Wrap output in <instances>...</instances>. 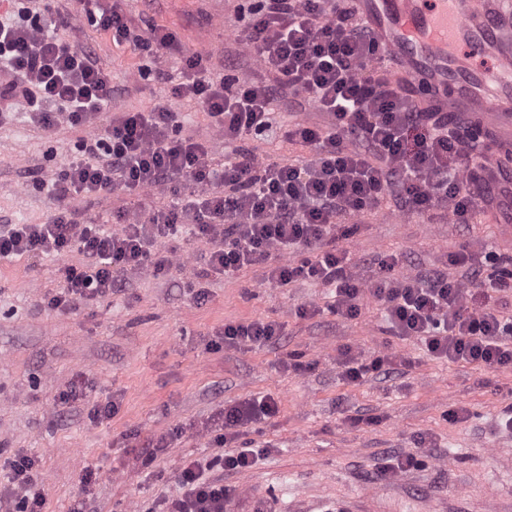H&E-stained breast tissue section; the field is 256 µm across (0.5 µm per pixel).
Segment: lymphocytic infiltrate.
<instances>
[{
	"label": "lymphocytic infiltrate",
	"instance_id": "lymphocytic-infiltrate-1",
	"mask_svg": "<svg viewBox=\"0 0 512 512\" xmlns=\"http://www.w3.org/2000/svg\"><path fill=\"white\" fill-rule=\"evenodd\" d=\"M33 0H21L16 15L0 17V123L13 106L26 109L41 128L77 132L78 156L68 159L57 177L33 187L60 203L39 224H1L0 260L55 258L77 253L80 266L61 268L63 286L47 304L58 312L111 294L124 273L160 276L175 263L169 241L178 235L208 240L210 274L230 275L268 264V282L289 285L320 282L334 292L333 313L347 320L361 314L364 295L385 304L393 335L415 339L432 357L487 369L512 366V257L495 252L475 256L462 250L450 277L430 270L397 279L398 256L374 258L380 270L364 283L347 250L338 248V225L394 201L404 213L422 217L451 213L454 223H473L478 200L493 191L468 147L466 133L449 128L437 112H419L388 74L375 63L379 45L371 29L344 0H256L237 6V43L261 70L242 82L215 77L209 54L182 57L180 82L167 88V100L150 110L122 112L106 127L98 115L112 103V78L93 50L57 37ZM88 25L150 54L176 49V37L162 26L138 34L120 8L104 9L100 0H79ZM200 104L231 159L215 168L207 142L180 136L176 104ZM312 104L324 123L296 121L286 139L309 146L310 159L277 163L245 147L273 128L274 103ZM122 189L136 197L120 212V231L86 220L69 203ZM166 190L170 201L150 200ZM317 247L314 258L296 261L303 247ZM281 260L269 265L272 254ZM502 263L500 273L483 276L486 264ZM471 287H462V279ZM273 321L228 323V344H264L281 336ZM274 397L240 401L221 414L218 443L233 442L245 425L273 416ZM182 492L162 501L158 512H224L227 491L204 479L199 461H183ZM33 457L20 454L0 482V502L17 512H43Z\"/></svg>",
	"mask_w": 512,
	"mask_h": 512
}]
</instances>
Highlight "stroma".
Segmentation results:
<instances>
[{
  "label": "stroma",
  "instance_id": "stroma-1",
  "mask_svg": "<svg viewBox=\"0 0 512 512\" xmlns=\"http://www.w3.org/2000/svg\"><path fill=\"white\" fill-rule=\"evenodd\" d=\"M236 5L122 2L135 27L171 28L184 50L211 53L219 74L225 56L239 55L231 32ZM58 7L70 18L60 35L92 45L117 89L100 125L112 114L165 102L163 84L141 79L139 70L179 82L178 53L135 54L88 27L77 0ZM239 57L235 77H256L252 59ZM180 110L182 135L208 141L213 164L227 162L230 153L207 112L192 103ZM75 144V134L37 128L26 114L0 125V224H39L55 211L57 201L29 183L55 178ZM339 245L357 263L403 255L393 272L398 279L432 269L453 276L449 257L461 249L512 256V232L492 217L462 230L389 203L359 220ZM210 249L207 240L181 239L166 275L127 272L123 289L66 313L49 309L46 297L61 288L59 269L77 263V255L0 261V467L16 454L32 456L45 512H71L82 499L90 512H146L179 492L183 460L217 454L216 413L267 393L278 398V413L249 425L236 442L263 449L261 460L245 470L208 472L230 491L225 512L259 505L267 512H512V433L496 427L512 401V369L433 359L389 331L374 297L365 296L357 319L345 320L330 312L326 288L267 284L262 265L211 276L207 298L197 301L186 283ZM303 305L316 307V315L299 317ZM259 318L283 324V336L253 348L224 343L226 323ZM346 351L362 359L401 356L405 363L390 375L351 383L340 376ZM291 362L305 371L288 370ZM78 379L89 387L87 400L62 403L60 394ZM106 400L116 412L92 422V403ZM462 408L468 418H454ZM421 434L437 447L426 466L381 477L388 455L415 451ZM161 436L167 448L146 459L144 445ZM88 470L97 480L86 489L80 480Z\"/></svg>",
  "mask_w": 512,
  "mask_h": 512
}]
</instances>
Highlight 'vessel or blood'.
<instances>
[{
	"label": "vessel or blood",
	"instance_id": "vessel-or-blood-1",
	"mask_svg": "<svg viewBox=\"0 0 512 512\" xmlns=\"http://www.w3.org/2000/svg\"><path fill=\"white\" fill-rule=\"evenodd\" d=\"M415 106L476 116L512 149V0H354Z\"/></svg>",
	"mask_w": 512,
	"mask_h": 512
}]
</instances>
